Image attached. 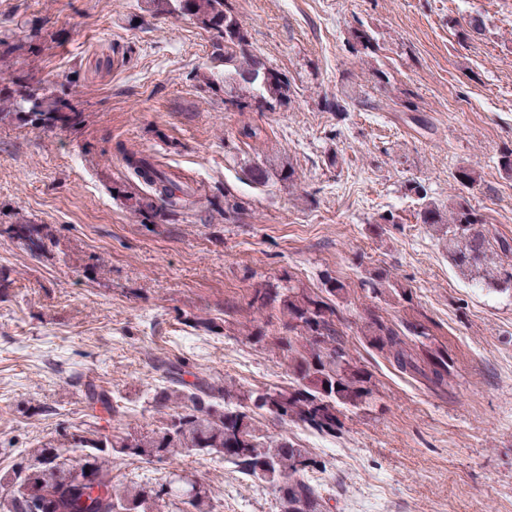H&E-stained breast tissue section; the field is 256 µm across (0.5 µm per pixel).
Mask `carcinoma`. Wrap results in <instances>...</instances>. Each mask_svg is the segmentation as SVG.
<instances>
[{
  "label": "carcinoma",
  "mask_w": 512,
  "mask_h": 512,
  "mask_svg": "<svg viewBox=\"0 0 512 512\" xmlns=\"http://www.w3.org/2000/svg\"><path fill=\"white\" fill-rule=\"evenodd\" d=\"M147 5L154 14L178 12L219 32L213 55L224 62V94L238 111L262 110L288 100V77L249 52L244 28L228 0H147ZM24 45L23 38L0 37V60L19 57ZM15 84L13 93L0 94V121L10 117L42 128L82 123L83 113L74 104L76 92L34 86L22 74ZM363 102L361 91L352 86L336 101V111L343 113ZM122 158L144 186V193L130 195L134 214H153L161 207L176 214L195 204V192L184 176L126 149ZM454 180L456 194L446 209L428 197L424 186H410L422 201L420 223L445 240L448 257L462 275L487 287L512 285V243L486 227L483 215L464 194L476 182L474 169L459 168ZM18 229L28 247L46 248L41 229L32 224H20ZM370 289L377 297L388 293L400 302L410 300L407 289L390 282L383 271L371 276ZM325 292L324 297L288 279L281 285H262L251 294L248 307L273 311L280 322L281 331L271 345L288 352L293 376L289 387L242 391L227 381H188L181 365L165 367L167 385L153 397L154 428L98 433L94 438L64 433L56 440L36 442L25 449L24 466L0 471V512H163L169 504L183 505L182 512H216L215 493L204 483L187 497L170 480H113L112 467L120 457L175 462L192 453L219 456L243 477L268 485L282 512H321V491L310 479L317 466L310 451L287 438L264 434L257 416L266 413L334 437L345 414L370 406L372 373L350 356L337 328L338 309L332 298H342L346 285L329 279ZM363 334L369 347L400 373L437 387L451 380L447 350L429 347L421 356L415 352L413 341L429 336L422 323H393L372 314ZM87 401L113 418L123 413L117 396L91 390Z\"/></svg>",
  "instance_id": "cac0c4a2"
}]
</instances>
